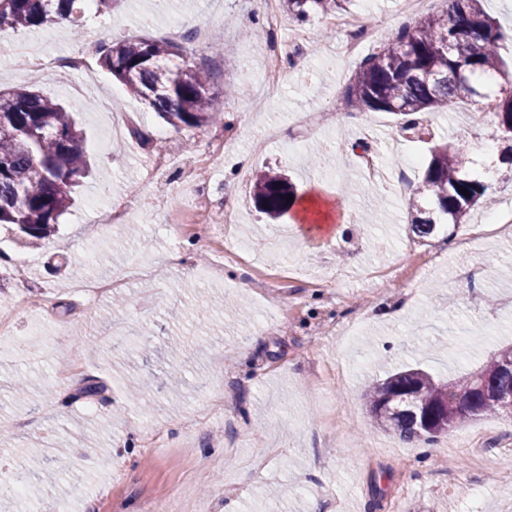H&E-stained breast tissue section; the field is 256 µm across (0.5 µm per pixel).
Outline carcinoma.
<instances>
[{
    "label": "carcinoma",
    "mask_w": 512,
    "mask_h": 512,
    "mask_svg": "<svg viewBox=\"0 0 512 512\" xmlns=\"http://www.w3.org/2000/svg\"><path fill=\"white\" fill-rule=\"evenodd\" d=\"M122 0H0V29H41L76 22L91 5L108 13ZM352 0H279L288 18L304 22L347 12ZM501 32L482 0H448L446 10L413 25L384 30L380 49L363 59L348 86L351 106L387 112L400 131L421 127L431 112H450L481 97L491 102L502 137L512 141V72L499 53ZM97 63L126 93L177 130L194 132L223 120L224 97L211 91L207 72L180 60L173 42L102 37ZM468 151L448 143L427 147L420 184L410 199L408 230L430 239L453 237L490 185L469 169ZM91 172L83 132L72 112L44 96L38 81L0 90V228L37 245L59 226ZM467 190L462 194L458 188ZM297 199L293 185L273 170L256 175L251 198L275 218ZM512 393V345L478 370L438 377L419 365L387 371L370 381L366 398L376 425L405 443H431L469 419L501 414L497 396Z\"/></svg>",
    "instance_id": "carcinoma-1"
}]
</instances>
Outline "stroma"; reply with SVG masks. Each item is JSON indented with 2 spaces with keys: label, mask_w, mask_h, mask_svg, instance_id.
<instances>
[{
  "label": "stroma",
  "mask_w": 512,
  "mask_h": 512,
  "mask_svg": "<svg viewBox=\"0 0 512 512\" xmlns=\"http://www.w3.org/2000/svg\"><path fill=\"white\" fill-rule=\"evenodd\" d=\"M196 21L209 27L206 43L189 36ZM264 25L249 0H122L77 27L0 30V86L38 74L40 90L75 112L97 171L39 248L0 232V310L27 306L13 322L18 345L0 353V486L30 454L58 453L71 466L0 499V512H465L475 492L481 512H512V418L482 416L410 445L379 429L363 399L385 371L418 361L459 377L512 343V223L488 221L512 203L495 116L475 120L471 105L430 115L437 136L489 169L491 189L452 239L419 240L407 210L420 147L395 133L389 114L347 107L358 63L337 56L319 19L285 21L284 34L300 26L310 35L305 67L270 93L265 114L249 112L263 43L245 32ZM105 35L170 41L208 69L224 119L196 139L202 147L233 139L249 158L243 175L205 167L177 194L185 132L164 127L102 68L80 85L9 51L34 37L60 55L89 52ZM132 112L145 114L147 131L165 129L175 157L149 190L140 182L150 147L115 129ZM362 138L373 139L385 182L367 181L349 150ZM331 143V163L312 166L310 156ZM266 168L288 171L299 196L319 201L318 233L297 237V210L275 222L255 208L251 182ZM197 193L238 210L239 223L210 230L226 243L249 239L254 263L167 235L168 211L191 223ZM126 197L134 237L97 221ZM281 225L289 257L312 277L264 291L254 282L278 264L265 243ZM372 267L394 270L387 296L368 277ZM103 276L124 283L120 311L111 297L75 290ZM174 336L189 341L180 374L169 357ZM21 375L24 397L13 391ZM169 380L180 390L173 405L160 388Z\"/></svg>",
  "instance_id": "1"
}]
</instances>
